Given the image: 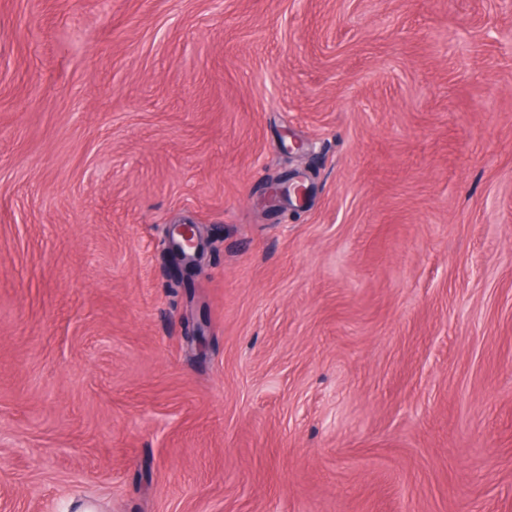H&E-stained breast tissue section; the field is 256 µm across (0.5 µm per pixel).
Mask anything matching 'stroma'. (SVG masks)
Instances as JSON below:
<instances>
[{
  "mask_svg": "<svg viewBox=\"0 0 512 512\" xmlns=\"http://www.w3.org/2000/svg\"><path fill=\"white\" fill-rule=\"evenodd\" d=\"M80 501L512 512V0H0V512ZM311 192V185H305L304 182H293V178L288 176H277L270 182V186L265 193V201L269 207L282 212L288 218V208L293 212H299L304 208ZM292 196L299 202L296 207L292 204ZM169 243L176 256L193 261L202 248L201 232L194 224H174L169 232Z\"/></svg>",
  "mask_w": 512,
  "mask_h": 512,
  "instance_id": "1",
  "label": "stroma"
}]
</instances>
